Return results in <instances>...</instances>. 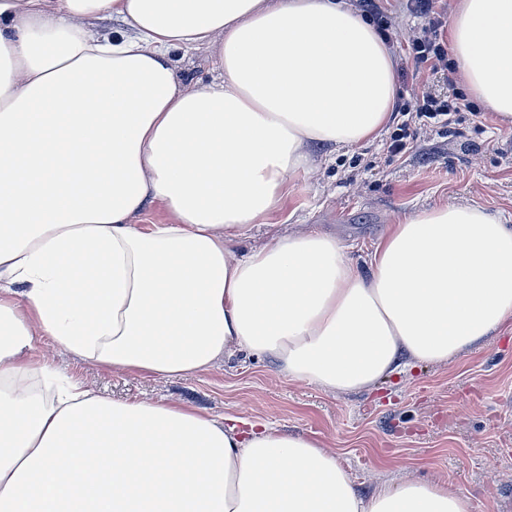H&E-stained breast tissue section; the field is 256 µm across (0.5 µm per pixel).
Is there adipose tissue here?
Segmentation results:
<instances>
[{"mask_svg": "<svg viewBox=\"0 0 512 512\" xmlns=\"http://www.w3.org/2000/svg\"><path fill=\"white\" fill-rule=\"evenodd\" d=\"M448 42L512 126V0H454ZM395 98L350 0H0V512H474L419 478L362 497L318 439L111 400L36 352L161 378L263 355L345 395L511 325L512 225L475 203L398 220L364 270L300 228L237 251ZM180 66L182 75L190 85L207 82L215 75L211 55L205 49L192 52L181 61Z\"/></svg>", "mask_w": 512, "mask_h": 512, "instance_id": "ef3b65f1", "label": "adipose tissue"}]
</instances>
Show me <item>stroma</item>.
<instances>
[{
    "instance_id": "stroma-1",
    "label": "stroma",
    "mask_w": 512,
    "mask_h": 512,
    "mask_svg": "<svg viewBox=\"0 0 512 512\" xmlns=\"http://www.w3.org/2000/svg\"><path fill=\"white\" fill-rule=\"evenodd\" d=\"M390 136L339 149L315 177L293 178L240 251L304 224L334 235L361 264L396 218L424 208L476 203L512 221V128L493 112L473 103L454 129L416 134L400 154L389 151ZM51 362L110 399L175 400L320 439L363 495L376 479L415 476L447 482L477 512H512V327L448 364H422L347 395L279 377L269 357L179 378L115 373L63 351Z\"/></svg>"
}]
</instances>
